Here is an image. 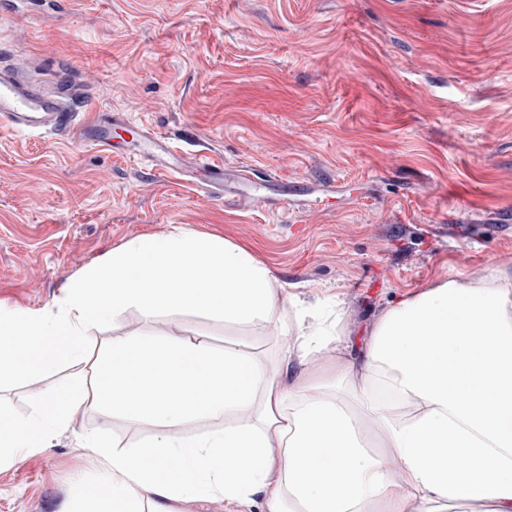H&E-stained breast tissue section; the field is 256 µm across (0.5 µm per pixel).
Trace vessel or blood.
<instances>
[{
  "mask_svg": "<svg viewBox=\"0 0 512 512\" xmlns=\"http://www.w3.org/2000/svg\"><path fill=\"white\" fill-rule=\"evenodd\" d=\"M67 128L75 129L84 144L105 148L110 145L107 132L92 130L90 123L78 121L60 83L44 85L32 80L27 69L0 65V132L51 133ZM195 165L206 172V187L223 183V162L200 153Z\"/></svg>",
  "mask_w": 512,
  "mask_h": 512,
  "instance_id": "1",
  "label": "vessel or blood"
}]
</instances>
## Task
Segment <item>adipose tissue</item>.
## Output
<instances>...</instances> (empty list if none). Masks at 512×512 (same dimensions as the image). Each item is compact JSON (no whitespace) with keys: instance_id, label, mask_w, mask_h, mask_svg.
Returning a JSON list of instances; mask_svg holds the SVG:
<instances>
[{"instance_id":"1","label":"adipose tissue","mask_w":512,"mask_h":512,"mask_svg":"<svg viewBox=\"0 0 512 512\" xmlns=\"http://www.w3.org/2000/svg\"><path fill=\"white\" fill-rule=\"evenodd\" d=\"M286 299L247 249L177 227L70 278L54 311L0 304V380L86 361L87 328L130 308L147 320L188 309L263 322L289 339L273 368L172 333L113 340L100 398L130 428L149 419L156 430L115 451L79 435L110 477L79 485L72 512H172L171 503L215 495L228 512L257 498L263 512H447L459 502L512 512L511 275L495 269L401 297L375 322L358 365L342 356L344 310L330 323L288 322ZM331 349L330 381L290 376L292 360L318 367ZM343 390L353 408L338 399ZM80 403L67 389L28 417L0 412V466L46 447ZM199 417L218 430L180 435ZM171 459L179 467L166 479Z\"/></svg>"}]
</instances>
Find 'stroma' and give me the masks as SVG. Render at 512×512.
Segmentation results:
<instances>
[{
    "label": "stroma",
    "instance_id": "35a3bbf8",
    "mask_svg": "<svg viewBox=\"0 0 512 512\" xmlns=\"http://www.w3.org/2000/svg\"><path fill=\"white\" fill-rule=\"evenodd\" d=\"M16 50L43 79L78 77L87 120L126 113L184 164L205 148L228 173L203 193L199 174L152 170L138 143L1 133L2 302L52 308L113 248L177 226L248 249L309 312L342 298L359 361L402 294L512 275V0H74L60 13L16 0L0 54ZM166 330L269 367L281 343L262 323L133 308L85 340L98 356ZM85 383L80 364L7 379L0 410L24 418ZM152 433L85 405L69 432L0 467V512H70L76 486L104 479L75 435Z\"/></svg>",
    "mask_w": 512,
    "mask_h": 512
}]
</instances>
